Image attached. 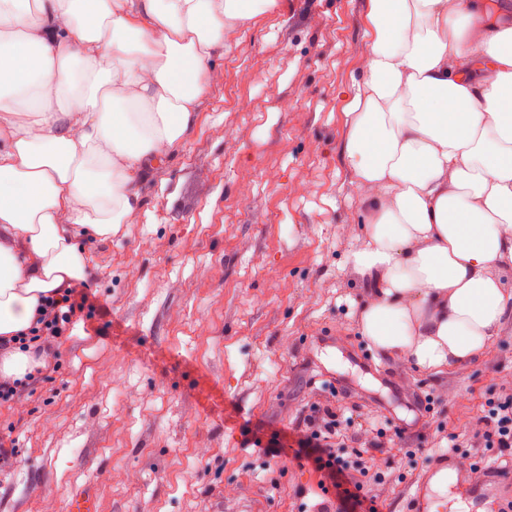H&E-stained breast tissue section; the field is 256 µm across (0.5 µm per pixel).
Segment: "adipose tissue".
I'll return each instance as SVG.
<instances>
[{
    "label": "adipose tissue",
    "mask_w": 512,
    "mask_h": 512,
    "mask_svg": "<svg viewBox=\"0 0 512 512\" xmlns=\"http://www.w3.org/2000/svg\"><path fill=\"white\" fill-rule=\"evenodd\" d=\"M277 0H0V335L87 274L184 147L209 66ZM512 0H369L342 145L368 222L359 329L429 371L512 315Z\"/></svg>",
    "instance_id": "adipose-tissue-1"
}]
</instances>
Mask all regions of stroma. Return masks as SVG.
Here are the masks:
<instances>
[{
    "label": "stroma",
    "instance_id": "stroma-1",
    "mask_svg": "<svg viewBox=\"0 0 512 512\" xmlns=\"http://www.w3.org/2000/svg\"><path fill=\"white\" fill-rule=\"evenodd\" d=\"M368 0H288L213 60L186 146L142 184L147 206L87 242L96 307L19 399L0 404L16 463L0 512H314L320 476L287 441L329 388L338 442L382 428L381 512H410L446 453L512 385V318L463 370L383 357L359 332L366 230L343 163V110L369 50ZM284 448L267 455L273 440Z\"/></svg>",
    "mask_w": 512,
    "mask_h": 512
}]
</instances>
